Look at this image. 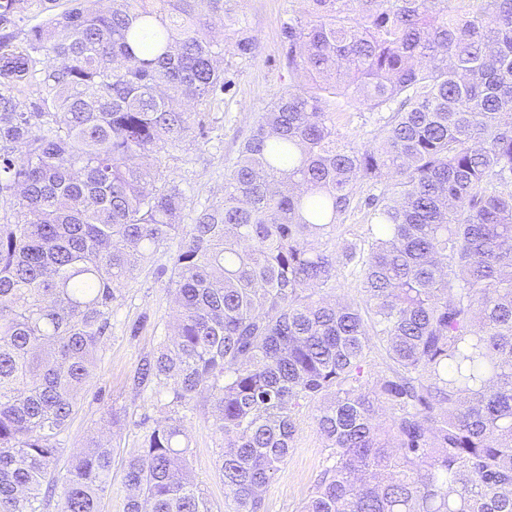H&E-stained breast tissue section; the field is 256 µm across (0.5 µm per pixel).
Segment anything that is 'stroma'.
<instances>
[{"label":"stroma","mask_w":512,"mask_h":512,"mask_svg":"<svg viewBox=\"0 0 512 512\" xmlns=\"http://www.w3.org/2000/svg\"><path fill=\"white\" fill-rule=\"evenodd\" d=\"M289 5L290 0H236L237 10L258 38L259 51L246 62L225 58L230 92L202 107L203 129L193 130L186 141L161 158L169 177L189 190L185 223H193L197 209L222 200L229 159L236 156L267 105L297 82L280 63L281 29L288 20ZM167 264V254H157L124 284L123 297L113 308L102 361L81 393L62 445V458H69L103 431L108 412L123 415L121 435L113 442L112 493L104 499L102 512H122L124 461L139 448L143 419L155 414L149 394H136L131 379L143 357L156 350L172 311ZM313 416L310 410L303 416L288 458L267 488L264 512H300L324 468L327 451ZM187 426L196 481L212 512H224V484L217 471L218 437L203 413L191 416Z\"/></svg>","instance_id":"1"}]
</instances>
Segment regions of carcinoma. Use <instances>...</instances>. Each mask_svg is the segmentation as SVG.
I'll return each mask as SVG.
<instances>
[{"instance_id":"obj_1","label":"carcinoma","mask_w":512,"mask_h":512,"mask_svg":"<svg viewBox=\"0 0 512 512\" xmlns=\"http://www.w3.org/2000/svg\"><path fill=\"white\" fill-rule=\"evenodd\" d=\"M58 2L0 0V512H101L110 440L63 473L60 442L124 282L174 240L124 512H211L184 424L202 407L226 512H263L313 404L328 464L301 512H512V0H294L281 64L306 83L186 225L161 154L252 29L234 0ZM356 105L379 123L359 143L336 128ZM355 211L365 232H339Z\"/></svg>"}]
</instances>
